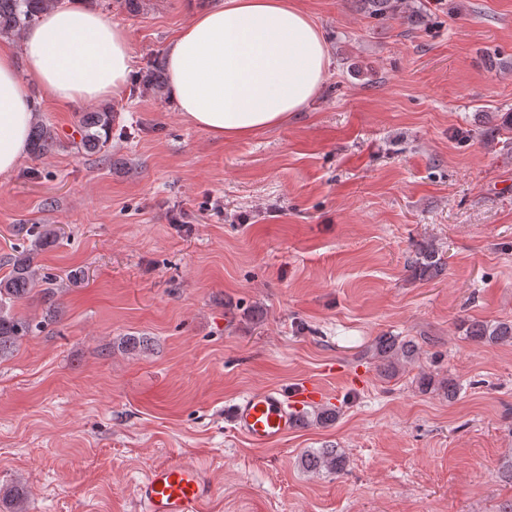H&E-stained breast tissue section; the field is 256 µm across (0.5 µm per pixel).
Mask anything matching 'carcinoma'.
<instances>
[{
	"label": "carcinoma",
	"mask_w": 512,
	"mask_h": 512,
	"mask_svg": "<svg viewBox=\"0 0 512 512\" xmlns=\"http://www.w3.org/2000/svg\"><path fill=\"white\" fill-rule=\"evenodd\" d=\"M62 0H0V36H18L28 26L35 23L42 13L56 8ZM360 10L368 17L377 21L403 20L422 24L424 14L417 10L407 11L406 0H357ZM145 85L159 91L164 84V73L160 65L149 66L144 71ZM112 126V113L103 109L86 112L80 120V141L76 149L97 152L106 146L103 134ZM57 146L54 130L39 120L35 122L30 139L31 154L40 157ZM51 243L46 235L36 240L31 247L10 258L11 270L0 279V358L9 355L14 348L28 336L32 324L15 316L13 308L16 303L30 297L35 287L47 282L37 264L36 256L45 246ZM443 257L434 244L422 245L417 249L415 259L411 262L413 274L420 278H433L442 271ZM465 337L471 341L488 344L512 343V321H467L459 323ZM373 356L378 359L380 374L387 378H395L406 368L415 364L420 357L421 349L411 338L405 336H377L371 345ZM421 390L426 391L432 386L443 390L448 401H454L459 393V383L451 376L439 381L423 374L418 379ZM303 467L314 473L339 475L346 469V457L335 448H319L302 455ZM25 492L21 488L13 493L0 497V509L5 512H25L23 500Z\"/></svg>",
	"instance_id": "obj_1"
}]
</instances>
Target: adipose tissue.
<instances>
[{
  "label": "adipose tissue",
  "instance_id": "1",
  "mask_svg": "<svg viewBox=\"0 0 512 512\" xmlns=\"http://www.w3.org/2000/svg\"><path fill=\"white\" fill-rule=\"evenodd\" d=\"M124 27L84 0L44 13L0 47V175L29 151L35 102L29 86L58 102L120 94L132 71ZM328 54L320 29L293 0H220L191 12L166 66L171 102L190 124L223 141L287 124L315 97Z\"/></svg>",
  "mask_w": 512,
  "mask_h": 512
}]
</instances>
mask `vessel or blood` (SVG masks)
<instances>
[{
	"mask_svg": "<svg viewBox=\"0 0 512 512\" xmlns=\"http://www.w3.org/2000/svg\"><path fill=\"white\" fill-rule=\"evenodd\" d=\"M322 390L306 383L292 390L260 389L243 396L231 410L235 432L264 447L299 425L304 406L323 400ZM214 490L201 466L185 458L153 465L134 487L141 512H204Z\"/></svg>",
	"mask_w": 512,
	"mask_h": 512,
	"instance_id": "vessel-or-blood-1",
	"label": "vessel or blood"
}]
</instances>
